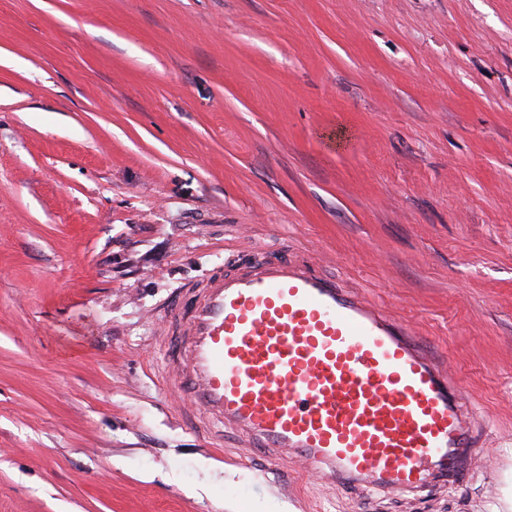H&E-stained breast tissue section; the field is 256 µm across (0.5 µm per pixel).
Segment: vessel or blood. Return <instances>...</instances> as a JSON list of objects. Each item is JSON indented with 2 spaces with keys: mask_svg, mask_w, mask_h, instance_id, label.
<instances>
[{
  "mask_svg": "<svg viewBox=\"0 0 512 512\" xmlns=\"http://www.w3.org/2000/svg\"><path fill=\"white\" fill-rule=\"evenodd\" d=\"M165 381L196 428L237 433L262 467L367 493L455 483L483 455L458 377L379 306L299 260L256 253L163 320Z\"/></svg>",
  "mask_w": 512,
  "mask_h": 512,
  "instance_id": "obj_1",
  "label": "vessel or blood"
}]
</instances>
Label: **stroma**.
<instances>
[{
	"label": "stroma",
	"mask_w": 512,
	"mask_h": 512,
	"mask_svg": "<svg viewBox=\"0 0 512 512\" xmlns=\"http://www.w3.org/2000/svg\"><path fill=\"white\" fill-rule=\"evenodd\" d=\"M258 251L451 367L493 464H225L154 340ZM0 512H512V0H0Z\"/></svg>",
	"instance_id": "35a3bbf8"
}]
</instances>
